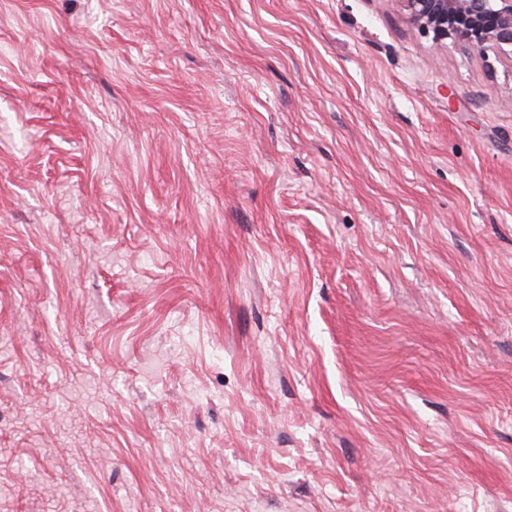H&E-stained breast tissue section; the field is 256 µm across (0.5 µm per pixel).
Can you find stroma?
<instances>
[{
	"mask_svg": "<svg viewBox=\"0 0 512 512\" xmlns=\"http://www.w3.org/2000/svg\"><path fill=\"white\" fill-rule=\"evenodd\" d=\"M0 512H512V62L0 0Z\"/></svg>",
	"mask_w": 512,
	"mask_h": 512,
	"instance_id": "35a3bbf8",
	"label": "stroma"
}]
</instances>
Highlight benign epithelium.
I'll list each match as a JSON object with an SVG mask.
<instances>
[{
  "instance_id": "1",
  "label": "benign epithelium",
  "mask_w": 512,
  "mask_h": 512,
  "mask_svg": "<svg viewBox=\"0 0 512 512\" xmlns=\"http://www.w3.org/2000/svg\"><path fill=\"white\" fill-rule=\"evenodd\" d=\"M410 26L448 44L492 49L512 60V0H400Z\"/></svg>"
}]
</instances>
